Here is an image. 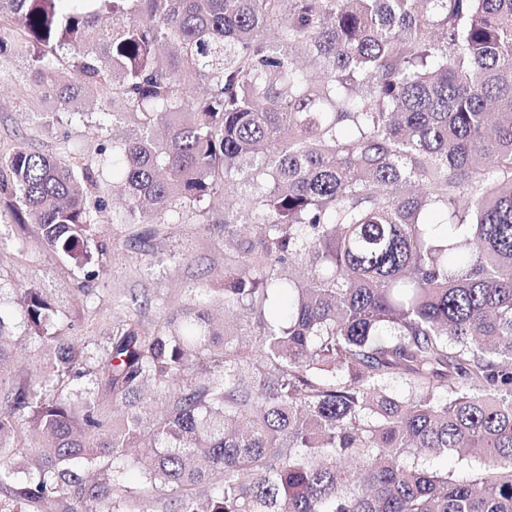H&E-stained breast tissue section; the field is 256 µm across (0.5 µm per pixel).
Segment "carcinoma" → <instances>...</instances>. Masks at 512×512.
<instances>
[{"mask_svg":"<svg viewBox=\"0 0 512 512\" xmlns=\"http://www.w3.org/2000/svg\"><path fill=\"white\" fill-rule=\"evenodd\" d=\"M22 49L57 110L130 118L112 223L251 191L224 211L222 325L198 286L183 323L122 320L86 362L24 291L55 354L0 394V512H121L104 470L145 450L171 512H512V0H0V57ZM100 155L0 154L16 221L97 276ZM464 450L470 482L408 462Z\"/></svg>","mask_w":512,"mask_h":512,"instance_id":"cac0c4a2","label":"carcinoma"}]
</instances>
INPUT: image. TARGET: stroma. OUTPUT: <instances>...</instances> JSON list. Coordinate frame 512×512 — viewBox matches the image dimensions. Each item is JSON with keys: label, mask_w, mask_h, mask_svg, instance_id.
Returning a JSON list of instances; mask_svg holds the SVG:
<instances>
[{"label": "stroma", "mask_w": 512, "mask_h": 512, "mask_svg": "<svg viewBox=\"0 0 512 512\" xmlns=\"http://www.w3.org/2000/svg\"><path fill=\"white\" fill-rule=\"evenodd\" d=\"M26 61L20 56L0 59V154L25 146L57 155L96 159L100 147L126 126L89 133L99 116L90 112H58L51 102L27 94L19 75ZM231 185L227 198L211 200L213 223L180 217L167 224H115L97 227L96 240L107 262L106 276L91 278L86 268L63 259L46 246L36 225L15 223L8 200H0V317L8 323L11 345L0 379L8 387L25 383L36 359L51 356L52 345L35 341L20 318L22 292L36 288L56 309L53 331L69 336L90 352L107 346L114 323L134 318L143 324L181 315L190 304V288L213 289L210 309L221 315L224 305V207L247 192ZM137 305H128L129 295Z\"/></svg>", "instance_id": "stroma-1"}]
</instances>
